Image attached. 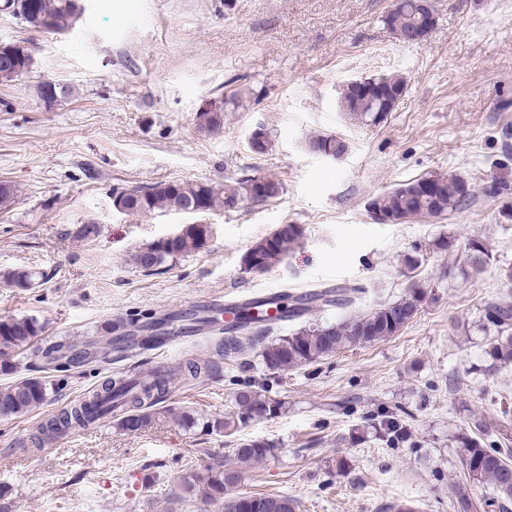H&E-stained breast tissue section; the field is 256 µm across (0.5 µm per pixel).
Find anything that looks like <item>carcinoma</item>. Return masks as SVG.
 <instances>
[{
  "label": "carcinoma",
  "instance_id": "1",
  "mask_svg": "<svg viewBox=\"0 0 512 512\" xmlns=\"http://www.w3.org/2000/svg\"><path fill=\"white\" fill-rule=\"evenodd\" d=\"M15 9V15L30 29L38 32L63 33L72 28L80 15L78 0H3L0 9ZM384 25L398 35V40L410 43L409 36L427 26V19L413 0H399V5L382 17ZM6 56L9 69L0 73L1 82H12L29 71L32 56L29 49L18 43H0V56ZM375 85L366 92L344 89L339 92L338 110L372 123L384 121L394 110L392 101L407 92L405 78L395 75L374 79ZM217 97L204 104L197 113L200 129L216 131L224 126V108L237 98ZM308 149L318 155H341L347 144L332 135H319L308 142ZM264 190L258 195L255 181L238 178L225 182L165 181L134 188L117 187L112 193V205L126 214H146L155 210H174L204 216L232 209L245 199L266 202L280 196L282 183L274 178H263ZM471 198L467 181L428 173L407 181L376 196L370 209L381 222L394 223L418 216L442 217L461 209ZM210 224H186L175 238H161L138 247L132 255L133 265L145 274H151L168 262L200 250L212 237ZM302 236L296 224H284L244 254V269L263 272L285 257ZM435 246L444 253L448 268L481 266L489 260L486 246L476 240L466 244L464 251L453 248L448 236L436 240ZM42 274L29 267H18L3 274L11 287L28 290ZM360 289L349 286L328 287L290 296L288 320L301 321L300 327L289 336H280L263 345L261 357L266 368L284 371L306 366L338 352L348 345L372 343L395 335L417 314L426 295L423 286L415 283L405 297L379 306L364 315L349 316L335 324H323L310 318L312 312L328 307L351 308ZM262 302L253 301L235 308V320L225 329L227 336L217 346V355L233 359L242 355L244 342L252 340L244 333L253 327L266 330L270 318H260ZM485 319L495 329L488 343L487 354L507 367L512 365V298L499 297L485 306ZM42 332L38 319L31 316H0V373L13 375L18 368L17 358ZM219 365L207 359H190L157 375L151 382L136 385L123 377L109 378L81 399L71 402L41 426V435L51 439L67 433L71 428L86 424L91 415L112 416V409L123 408V415L115 419V426L125 432H137L158 422L169 420L191 430L198 426L194 413L163 405L170 382H185L211 376ZM53 388L47 377H17L0 385V417L8 418L32 411L44 404ZM238 411L214 417L203 424L216 433H233L245 422L254 419H272L282 413V403L270 398L262 388L247 386L235 398ZM375 436L394 446L405 441L409 430L401 415L381 411L367 418ZM461 483L488 488L489 493L476 500L468 492L457 493L454 512H508L512 502V420L508 412H501L495 425L482 420L462 430L459 435ZM276 446L268 440L245 439L232 449L241 464H253L275 455ZM241 471L218 463L200 473L196 470L184 475L182 490L195 492L211 502L221 504V512H296L297 501L286 495L269 493H238Z\"/></svg>",
  "mask_w": 512,
  "mask_h": 512
}]
</instances>
